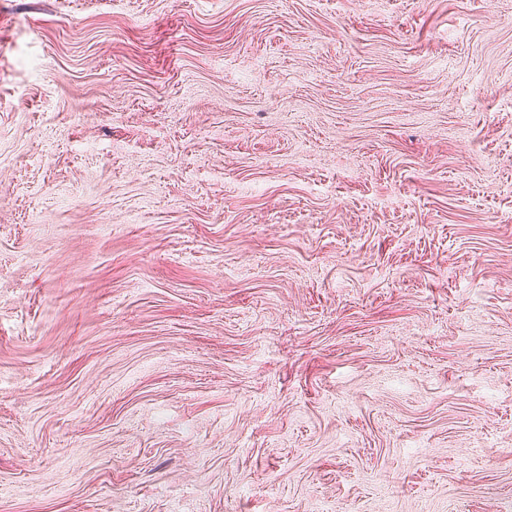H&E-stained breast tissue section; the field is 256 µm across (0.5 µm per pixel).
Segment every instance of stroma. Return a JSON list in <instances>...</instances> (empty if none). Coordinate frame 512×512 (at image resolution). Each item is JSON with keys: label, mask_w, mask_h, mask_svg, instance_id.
I'll return each mask as SVG.
<instances>
[{"label": "stroma", "mask_w": 512, "mask_h": 512, "mask_svg": "<svg viewBox=\"0 0 512 512\" xmlns=\"http://www.w3.org/2000/svg\"><path fill=\"white\" fill-rule=\"evenodd\" d=\"M0 512H512V0H0Z\"/></svg>", "instance_id": "obj_1"}]
</instances>
